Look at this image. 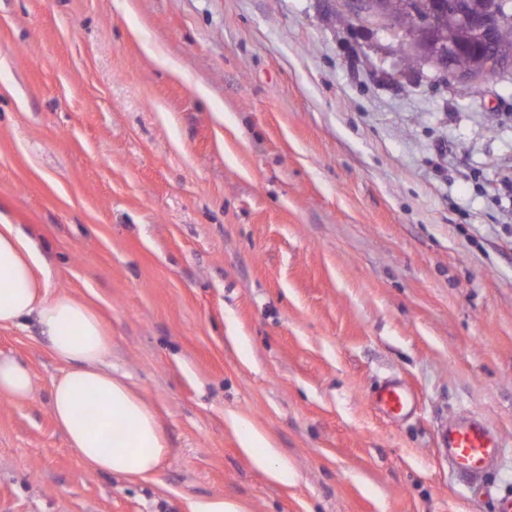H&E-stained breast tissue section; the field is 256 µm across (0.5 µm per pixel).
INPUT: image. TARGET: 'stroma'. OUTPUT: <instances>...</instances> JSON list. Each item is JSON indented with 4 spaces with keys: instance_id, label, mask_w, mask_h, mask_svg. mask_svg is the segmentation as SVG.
Wrapping results in <instances>:
<instances>
[{
    "instance_id": "stroma-1",
    "label": "stroma",
    "mask_w": 512,
    "mask_h": 512,
    "mask_svg": "<svg viewBox=\"0 0 512 512\" xmlns=\"http://www.w3.org/2000/svg\"><path fill=\"white\" fill-rule=\"evenodd\" d=\"M334 0H0V218L94 302L158 412L152 481L88 469L61 365L0 329V512H493L436 431L479 414L512 491V76L449 85ZM417 397L385 418L387 379ZM243 418L297 474L242 448ZM31 370L22 359L0 355V397L25 400L33 393ZM185 512H243L240 504L224 499V495H213L204 500H187Z\"/></svg>"
}]
</instances>
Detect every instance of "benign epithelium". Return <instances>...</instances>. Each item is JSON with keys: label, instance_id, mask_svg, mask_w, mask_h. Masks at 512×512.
I'll list each match as a JSON object with an SVG mask.
<instances>
[{"label": "benign epithelium", "instance_id": "1", "mask_svg": "<svg viewBox=\"0 0 512 512\" xmlns=\"http://www.w3.org/2000/svg\"><path fill=\"white\" fill-rule=\"evenodd\" d=\"M342 10L359 23H369L380 10V5L367 8L362 0H345ZM448 22L467 30L479 37V48L483 50L481 65L470 71H456L450 75L448 84L471 86L481 84L512 65V49L502 47L495 41V34L512 22V0H500L499 7L490 12L471 13L462 7L448 15ZM415 50L422 59L434 69L443 72L453 65V60L464 46L453 39H443L439 31L432 28L425 31L415 44Z\"/></svg>", "mask_w": 512, "mask_h": 512}]
</instances>
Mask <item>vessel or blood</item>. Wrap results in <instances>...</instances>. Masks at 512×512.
I'll use <instances>...</instances> for the list:
<instances>
[{"instance_id":"vessel-or-blood-1","label":"vessel or blood","mask_w":512,"mask_h":512,"mask_svg":"<svg viewBox=\"0 0 512 512\" xmlns=\"http://www.w3.org/2000/svg\"><path fill=\"white\" fill-rule=\"evenodd\" d=\"M374 400L382 412L393 418L411 410L416 404L414 392L398 381L379 387ZM437 436L452 473L458 482L471 488L478 486L487 471L498 464L504 448L499 435L473 415H463L450 421L441 427Z\"/></svg>"}]
</instances>
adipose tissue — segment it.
<instances>
[{
  "mask_svg": "<svg viewBox=\"0 0 512 512\" xmlns=\"http://www.w3.org/2000/svg\"><path fill=\"white\" fill-rule=\"evenodd\" d=\"M49 288L36 244L18 225L0 223V328L35 322L62 364L49 387V408L61 433L91 470L151 480L166 451L156 411L127 375L110 366L112 344L100 315L88 302L67 293L50 295ZM33 388L27 363L0 355V397L24 400ZM88 402L98 411L97 423L79 413ZM242 446L272 479L286 486L295 482V471L262 433L248 429Z\"/></svg>",
  "mask_w": 512,
  "mask_h": 512,
  "instance_id": "obj_1",
  "label": "adipose tissue"
}]
</instances>
